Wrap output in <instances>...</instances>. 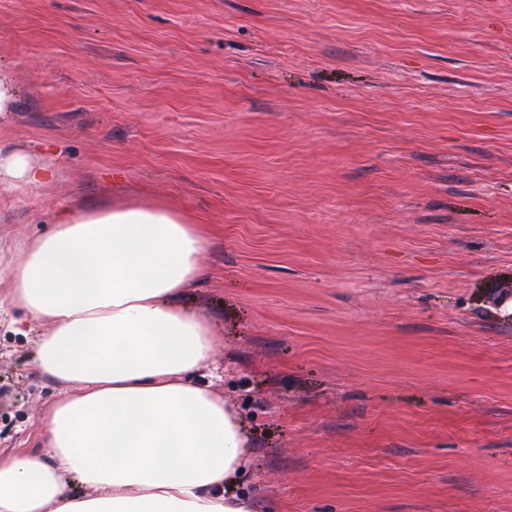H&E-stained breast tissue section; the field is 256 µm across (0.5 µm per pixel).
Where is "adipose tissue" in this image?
I'll return each mask as SVG.
<instances>
[{
    "label": "adipose tissue",
    "mask_w": 512,
    "mask_h": 512,
    "mask_svg": "<svg viewBox=\"0 0 512 512\" xmlns=\"http://www.w3.org/2000/svg\"><path fill=\"white\" fill-rule=\"evenodd\" d=\"M52 176L0 139V206ZM211 235L168 201L118 196L0 239V314L49 324L36 368L63 391L41 452L0 458V512H255L235 489L248 465L239 421L198 382L215 324L183 305ZM69 475L88 494H70Z\"/></svg>",
    "instance_id": "ef3b65f1"
}]
</instances>
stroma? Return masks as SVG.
<instances>
[{"mask_svg":"<svg viewBox=\"0 0 512 512\" xmlns=\"http://www.w3.org/2000/svg\"><path fill=\"white\" fill-rule=\"evenodd\" d=\"M5 138L213 235L184 303L261 512H512V0H0ZM0 321V457L58 399ZM21 99L20 88L8 66L0 65V129L15 120Z\"/></svg>","mask_w":512,"mask_h":512,"instance_id":"1","label":"stroma"}]
</instances>
